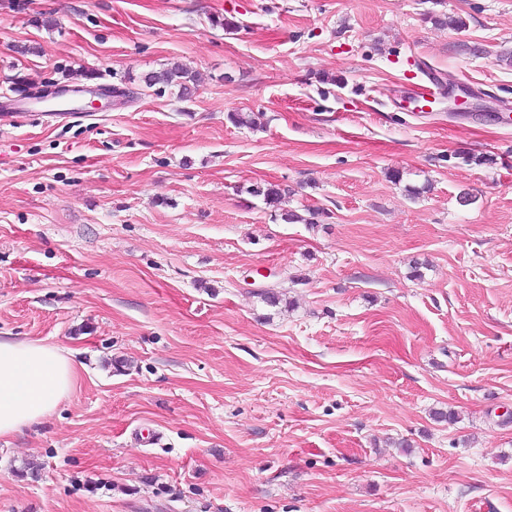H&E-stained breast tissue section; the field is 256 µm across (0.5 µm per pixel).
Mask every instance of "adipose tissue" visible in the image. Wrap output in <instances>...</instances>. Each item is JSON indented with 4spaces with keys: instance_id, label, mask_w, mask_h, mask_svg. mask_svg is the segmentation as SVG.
Returning a JSON list of instances; mask_svg holds the SVG:
<instances>
[{
    "instance_id": "obj_1",
    "label": "adipose tissue",
    "mask_w": 512,
    "mask_h": 512,
    "mask_svg": "<svg viewBox=\"0 0 512 512\" xmlns=\"http://www.w3.org/2000/svg\"><path fill=\"white\" fill-rule=\"evenodd\" d=\"M76 375L61 347L0 338V437L48 415L68 397Z\"/></svg>"
}]
</instances>
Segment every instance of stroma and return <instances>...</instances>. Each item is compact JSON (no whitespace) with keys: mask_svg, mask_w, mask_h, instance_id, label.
Instances as JSON below:
<instances>
[{"mask_svg":"<svg viewBox=\"0 0 512 512\" xmlns=\"http://www.w3.org/2000/svg\"><path fill=\"white\" fill-rule=\"evenodd\" d=\"M504 53L512 0H0V95L130 92L0 114V338L77 366L0 512H512ZM177 64L191 100L142 83ZM424 64L484 113L402 108ZM247 192L254 197L261 198L264 204L271 209V212L274 213L275 219H280L287 224H294L302 221H304L305 224H317L318 221L316 219L321 215L318 211L312 210L308 211L310 218L305 219L294 211H288L280 208L279 206L285 194V189L281 188L278 184L267 183L263 185H253L247 190Z\"/></svg>","mask_w":512,"mask_h":512,"instance_id":"35a3bbf8","label":"stroma"}]
</instances>
